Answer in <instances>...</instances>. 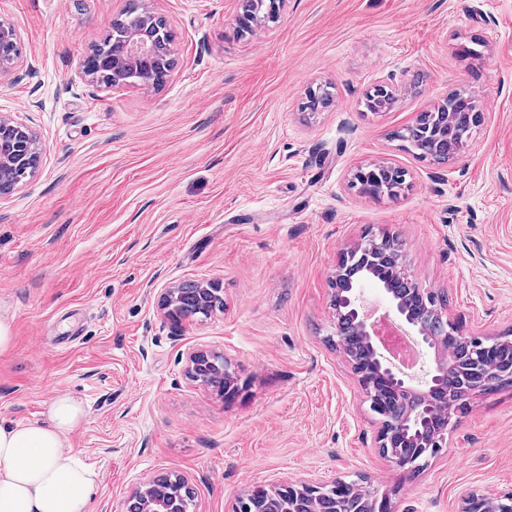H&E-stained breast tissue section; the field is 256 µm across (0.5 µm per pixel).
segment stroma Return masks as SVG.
I'll list each match as a JSON object with an SVG mask.
<instances>
[{
	"mask_svg": "<svg viewBox=\"0 0 512 512\" xmlns=\"http://www.w3.org/2000/svg\"><path fill=\"white\" fill-rule=\"evenodd\" d=\"M127 2L0 0L22 44L0 115L44 149L0 198V425L79 399L69 444L100 476L90 512H125L171 473L191 512L298 478L366 481L395 512L512 491V386L455 412L418 471L379 455L329 287L340 253L388 233L464 334L512 335V0H287L244 36L237 0H141L175 33L164 85L89 87L82 61ZM380 85L397 102L368 111ZM461 90L483 113L468 149L404 151L395 132ZM311 91L329 103L305 110ZM378 162L408 189L360 195L353 171ZM185 282L221 287L223 310L167 316L161 293ZM196 350L224 357L235 398L189 377Z\"/></svg>",
	"mask_w": 512,
	"mask_h": 512,
	"instance_id": "obj_1",
	"label": "stroma"
}]
</instances>
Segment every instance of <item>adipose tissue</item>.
Returning a JSON list of instances; mask_svg holds the SVG:
<instances>
[{
  "instance_id": "ef3b65f1",
  "label": "adipose tissue",
  "mask_w": 512,
  "mask_h": 512,
  "mask_svg": "<svg viewBox=\"0 0 512 512\" xmlns=\"http://www.w3.org/2000/svg\"><path fill=\"white\" fill-rule=\"evenodd\" d=\"M48 420L0 426V512H88L96 471L68 443L85 412L57 395Z\"/></svg>"
}]
</instances>
